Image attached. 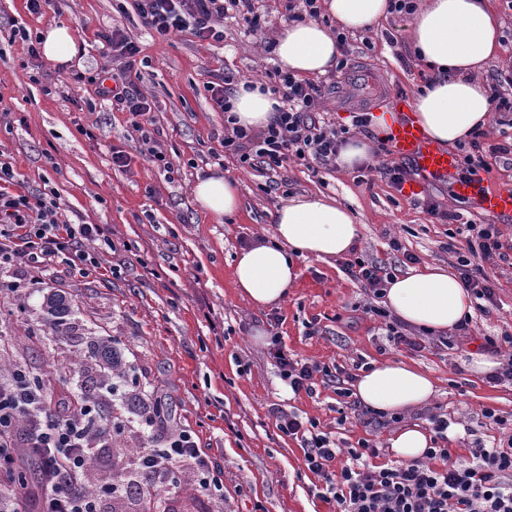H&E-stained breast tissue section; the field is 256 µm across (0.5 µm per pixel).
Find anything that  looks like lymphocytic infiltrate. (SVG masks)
Returning <instances> with one entry per match:
<instances>
[{
  "label": "lymphocytic infiltrate",
  "mask_w": 512,
  "mask_h": 512,
  "mask_svg": "<svg viewBox=\"0 0 512 512\" xmlns=\"http://www.w3.org/2000/svg\"><path fill=\"white\" fill-rule=\"evenodd\" d=\"M136 10L143 24L162 38L189 29L200 40L223 42L224 17L231 10L244 14L251 27L259 25L252 0H136ZM104 40L112 49L110 62L115 70L112 86L99 87L98 94L111 99L113 109L129 113L151 160L164 161L165 155L149 130L151 104L128 78L140 49L118 28ZM276 77L280 104L261 129L239 125L231 115V77L220 76L208 83L212 102L225 114V152L236 157L240 165L250 167H279L291 155L308 165L334 167L348 139V129L315 116L321 94L318 85L288 70L277 71ZM486 136L479 127L470 132L467 146L461 149L457 179L479 177L487 168L486 155L512 156V141L489 146ZM14 184L11 162L0 157V268L16 270L19 286L30 290L41 285V273L59 263L80 276L93 275L98 261L88 245L109 243L108 227L69 223L62 217L56 193H17ZM424 205L442 221L462 222L468 233L469 254L458 259L459 278L475 298L495 303L491 278L475 275L471 260L477 257L491 262L500 256L504 244L499 229L493 224L461 221L457 212L445 209L431 197ZM343 268L370 296L366 312L385 318L387 311L377 301L386 295L393 267L357 259L344 262ZM272 355L293 393L314 394L317 383L322 382L335 385L340 398H351V390L330 367L289 358L279 345ZM150 406V401L141 400L138 416L145 438L134 469L120 472L96 492L84 493L80 486L85 482L87 460L100 423L96 403H85L51 419L39 406L38 392L27 383L23 371L0 377V477L13 473L19 449H34L42 477L40 512H99L107 497L129 502L134 512H142L145 503L170 485L175 468L183 463L191 464L200 491L220 495L222 480L201 453L192 432L160 434L161 423ZM270 412L279 432L301 440L307 470L322 480L317 495L332 504L333 512H512V438L506 445L490 448L475 443L469 450L470 461L453 464L446 446L449 421L434 414L430 420L438 442L427 449L424 460L379 463V448L372 440L362 439L349 449L351 461L344 464L334 441L316 422L302 420L277 404Z\"/></svg>",
  "instance_id": "1"
}]
</instances>
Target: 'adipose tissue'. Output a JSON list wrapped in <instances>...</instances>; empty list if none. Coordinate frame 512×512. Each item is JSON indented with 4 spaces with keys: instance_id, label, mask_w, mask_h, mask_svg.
<instances>
[{
    "instance_id": "ef3b65f1",
    "label": "adipose tissue",
    "mask_w": 512,
    "mask_h": 512,
    "mask_svg": "<svg viewBox=\"0 0 512 512\" xmlns=\"http://www.w3.org/2000/svg\"><path fill=\"white\" fill-rule=\"evenodd\" d=\"M334 27L315 21L282 27L276 38L279 62L301 75H323L338 54L337 30L359 31L387 19L389 0H323ZM502 22L492 0H420L409 40L420 62L434 75L411 102L425 134L456 150L475 126H488L490 89L479 74L496 55ZM241 125L266 126L275 101L260 90L238 87L231 100ZM194 198L207 215L220 219L239 207L237 180L215 172L198 178ZM360 229L350 210L321 195L299 196L274 216L273 241H258L235 256L233 284L238 297L255 308L283 302L299 278L298 262L327 261L350 252ZM386 306L406 325L447 333L474 312L471 293L440 265L394 277ZM437 392L431 375L400 360L373 365L353 385V395L375 411L403 413L423 406Z\"/></svg>"
}]
</instances>
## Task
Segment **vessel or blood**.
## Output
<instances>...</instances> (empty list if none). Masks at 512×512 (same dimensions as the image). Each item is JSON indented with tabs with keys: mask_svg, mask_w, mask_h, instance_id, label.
<instances>
[{
	"mask_svg": "<svg viewBox=\"0 0 512 512\" xmlns=\"http://www.w3.org/2000/svg\"><path fill=\"white\" fill-rule=\"evenodd\" d=\"M404 106L401 99L393 103L394 110L401 112L402 117L391 127L388 144L394 156L411 161L420 174L419 180L406 185V194H418L425 182L439 184L447 181L453 195L469 201L476 211L511 221L512 190L494 188L483 177L471 181L456 180L458 154L428 139L415 121L403 115Z\"/></svg>",
	"mask_w": 512,
	"mask_h": 512,
	"instance_id": "vessel-or-blood-1",
	"label": "vessel or blood"
}]
</instances>
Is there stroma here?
<instances>
[{"label":"stroma","instance_id":"obj_1","mask_svg":"<svg viewBox=\"0 0 512 512\" xmlns=\"http://www.w3.org/2000/svg\"><path fill=\"white\" fill-rule=\"evenodd\" d=\"M503 21L501 46L481 76L494 93L512 96V9L495 0ZM261 27L250 31L236 13L224 19V42L211 46L191 32L153 39L142 25L134 0H51L43 14H30L25 0H0V152L13 164L18 191L47 187L74 224H104L111 246L99 249L101 268L86 280L57 266L43 291L12 293V273L0 272V340L5 364L34 376L52 374L57 391L77 388L96 361L90 337H106L127 365V392L162 400L167 425L190 429L200 448L224 472V512H330L312 491L297 439L282 435L269 413L272 404L314 420L339 447L367 438L393 460L391 426L362 412L341 417L334 387L313 395L293 394L270 355L273 336L289 353L354 372L400 359L431 374L437 393L428 407L408 414L411 423L431 430L428 415L440 409L458 421L449 437L453 457L469 458L474 441L499 444L511 432L490 424L484 410L512 421V384L490 383L468 369L472 352L486 337L500 342L499 354L512 356V265H487L496 304L475 311L470 335L462 339L426 336L418 351L397 348L382 318L362 311L368 296L340 259L302 260L301 275L283 303L256 311L233 288L236 253L254 237L271 235L276 210L290 198L324 194L349 209L360 226L357 257L395 266L400 274L438 264L455 270L468 252L456 225L431 215L423 201L432 197L464 219L488 223L471 206L453 200L444 184H427L408 197L384 177L396 158L388 141L368 130L369 163L351 170L307 169L295 161L270 170L240 167L221 145L224 114L206 88L213 75L274 85L280 63L272 41L288 22L285 0H254ZM410 16L392 14L375 30L348 35L340 54L344 67L314 77L321 87L316 113L340 127L371 110L356 91L357 72L387 79L392 96L412 100L430 79L407 42ZM62 23L79 53L65 65L31 58L27 44L11 39L12 27L37 35ZM122 29L141 53L137 87L153 107L152 135L173 164L164 171L140 154V134L127 113L112 109L96 93L104 59L101 34ZM126 151L128 170L112 166L113 149ZM221 172L240 186V207L218 222L203 215L194 200L199 176ZM398 249H391V241ZM416 256L406 262L405 254ZM61 290L74 299L76 331L54 332L42 311L43 294ZM180 484L166 493L160 512H214L210 497L191 485L192 469L182 466Z\"/></svg>","mask_w":512,"mask_h":512}]
</instances>
